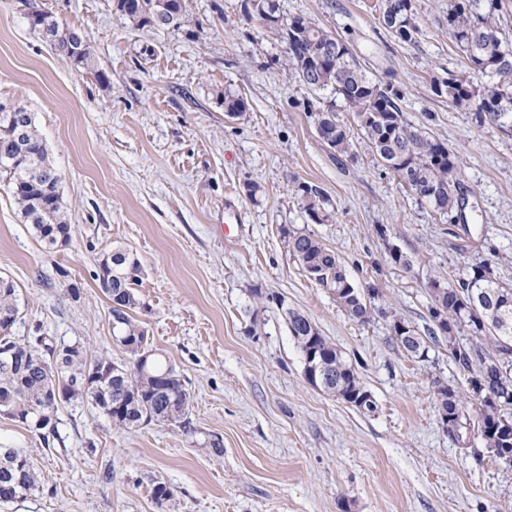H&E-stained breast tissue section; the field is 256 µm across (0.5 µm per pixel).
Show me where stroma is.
<instances>
[{"mask_svg": "<svg viewBox=\"0 0 512 512\" xmlns=\"http://www.w3.org/2000/svg\"><path fill=\"white\" fill-rule=\"evenodd\" d=\"M185 2L180 29L146 32L112 0H0V102L34 113L71 227L65 245L45 249L0 174V277L21 303L13 336L129 362L95 279L102 254L128 247L144 268L135 317L192 398L184 422L129 431L88 405H64L48 447L0 417V444L41 471L39 488L0 512H512V465L476 457L440 421L438 386L466 389L447 341L411 356L387 317L427 336L428 283L481 262L512 286V130L430 87L465 68L448 0H413V43L384 28L378 0L278 4L282 17H308L342 40L367 75L399 92L409 122L454 151L460 222L386 170L360 130L348 157L318 138L307 109L327 106L331 91L286 70L283 43L246 16L244 0ZM35 8L88 40V67L30 29ZM225 94L245 101L242 116H227ZM302 182L323 191V223L307 217ZM287 228L332 249L356 288H377L382 314L349 316L289 254ZM394 249L409 266L392 262ZM257 288L336 344L374 413L307 382L282 312L260 305ZM214 440L221 456L208 451ZM160 482L173 496L159 505Z\"/></svg>", "mask_w": 512, "mask_h": 512, "instance_id": "1", "label": "stroma"}]
</instances>
